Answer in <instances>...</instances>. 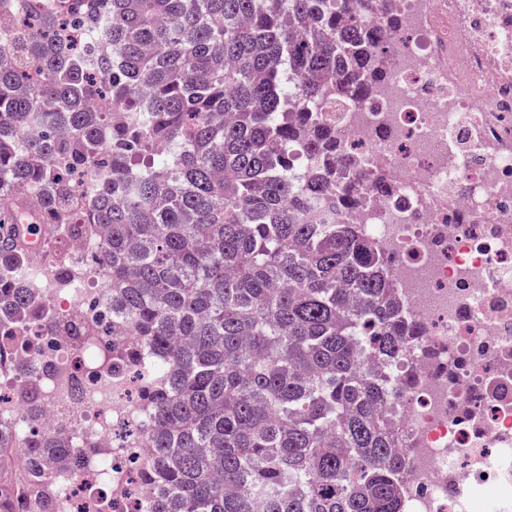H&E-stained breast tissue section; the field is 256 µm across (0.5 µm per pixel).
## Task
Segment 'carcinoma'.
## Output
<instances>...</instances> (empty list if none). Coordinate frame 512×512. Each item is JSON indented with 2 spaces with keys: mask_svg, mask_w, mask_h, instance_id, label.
I'll return each mask as SVG.
<instances>
[{
  "mask_svg": "<svg viewBox=\"0 0 512 512\" xmlns=\"http://www.w3.org/2000/svg\"><path fill=\"white\" fill-rule=\"evenodd\" d=\"M69 23L20 21L0 48V269L26 218L104 231L112 368L137 372L157 419L147 512H404L408 431L392 369L422 329L404 319L384 250L341 213L389 179L343 157L336 105L389 76L385 0H82ZM106 98L112 113L95 108ZM98 171L82 199L75 179ZM44 189L34 204L24 187ZM29 289L0 274V356L27 336ZM29 419L43 403L19 385ZM65 447L39 433L23 467L0 433V512L16 480L52 507Z\"/></svg>",
  "mask_w": 512,
  "mask_h": 512,
  "instance_id": "cac0c4a2",
  "label": "carcinoma"
}]
</instances>
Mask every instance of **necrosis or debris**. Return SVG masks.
Masks as SVG:
<instances>
[{
    "label": "necrosis or debris",
    "instance_id": "obj_1",
    "mask_svg": "<svg viewBox=\"0 0 512 512\" xmlns=\"http://www.w3.org/2000/svg\"><path fill=\"white\" fill-rule=\"evenodd\" d=\"M402 26L390 76L336 115V138L365 171L395 185L356 217L389 259L401 309L423 329L408 350L416 394L406 512H512V0H389ZM98 233L61 228L28 271L33 298L55 317L99 325L75 345L41 332L15 348L36 382L50 430L65 442L53 512H139L152 413L112 370V291ZM0 379V430L28 447L35 428Z\"/></svg>",
    "mask_w": 512,
    "mask_h": 512
}]
</instances>
